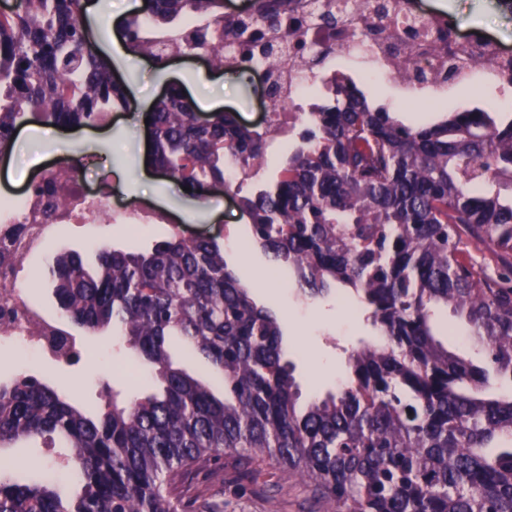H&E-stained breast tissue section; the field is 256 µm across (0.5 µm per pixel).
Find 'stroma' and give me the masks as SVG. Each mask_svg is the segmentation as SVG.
<instances>
[{
	"label": "stroma",
	"mask_w": 512,
	"mask_h": 512,
	"mask_svg": "<svg viewBox=\"0 0 512 512\" xmlns=\"http://www.w3.org/2000/svg\"><path fill=\"white\" fill-rule=\"evenodd\" d=\"M427 10L442 15L455 27L481 36L497 35L512 45V12L502 11L497 0H421ZM114 73L121 76L135 108L115 112L110 122L83 126L66 131L47 128L37 119L19 127L11 150L0 158V197L17 196L43 169L59 164L60 149L80 159L79 175L91 187L110 184L112 201L168 211L171 224H156L144 234L116 231L103 222L71 225L53 246L54 251L76 250L86 260H94L97 250L105 244L125 250H144L167 236L172 224H182L196 235L216 238L224 246V257L230 263H246L248 274L265 270L266 261L260 252L244 256L236 244L248 241L250 219L241 210L238 193H249L250 184L240 192L215 193L194 199L187 208L169 205L170 197L180 188L159 175L144 179L141 155L147 148L142 111L152 105L164 87L172 82L181 85L201 111L210 105L238 113L241 122L253 125L259 120L262 90L257 77L248 73L227 72L213 68L205 61L181 57L170 60L164 69H156L151 60L116 56L112 59ZM206 73L220 84V96H210L197 85L199 73ZM258 302L275 300L279 311L287 315L284 326L288 356L294 363V377L303 397L323 396L336 391V375L343 371L346 351L360 340L375 336L373 328L361 314H347L336 296L312 303L303 302L293 285L264 281L254 290ZM83 348L77 364L58 367L53 363L23 366L17 350L0 346V380L9 379L20 370L44 378L64 389L87 406L102 403L107 389L117 392L153 391L155 379L149 369H140L136 378H129L121 367L129 363L130 352L122 339L113 335L78 334ZM62 452L59 442L47 439L22 442L0 450L10 466L0 472V481L10 484H33L56 471ZM179 512H320L309 488L299 479H288L274 466L261 475L239 469L232 455L213 462L207 472L194 476L184 492Z\"/></svg>",
	"instance_id": "35a3bbf8"
}]
</instances>
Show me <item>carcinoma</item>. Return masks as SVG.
Listing matches in <instances>:
<instances>
[{
    "instance_id": "carcinoma-1",
    "label": "carcinoma",
    "mask_w": 512,
    "mask_h": 512,
    "mask_svg": "<svg viewBox=\"0 0 512 512\" xmlns=\"http://www.w3.org/2000/svg\"><path fill=\"white\" fill-rule=\"evenodd\" d=\"M222 8L224 0H145L125 22L126 50L162 67L168 52L147 29L206 20L211 38L188 40L181 52L222 69ZM249 10L257 24L236 35L277 44L260 61L269 74L298 60L330 83L277 173L239 198L252 245L272 268L288 270L306 300L352 289L379 341L350 352L338 393L303 406L275 302L254 301L216 239L186 231L149 251L102 248L92 270L76 251L56 253L48 266L60 317L89 334L115 332L159 388L89 409L34 375L0 382V448L59 437L70 448L61 467H75L79 482L69 498L56 478L0 482V512H179L189 477L224 452L253 472L273 464L306 479L330 512H512V394L484 393L493 380L512 383V119L480 108L402 122L327 69L331 39L341 34L331 3L311 21L324 39L300 36L290 47L288 31L303 21L288 18L286 0H253ZM82 11V0H19L0 12V152L30 114L78 127L132 108ZM451 30L427 44L430 55L448 57V71L427 78L400 70L401 85L435 88L479 70L512 85L478 59L459 67ZM146 117V164L196 195L231 190L233 166L246 178L262 169L267 133L234 112L202 115L178 85ZM75 177L65 166L34 185L47 197L46 218L67 205L52 180ZM466 239L506 273L490 276L463 250ZM441 305L471 325L486 365L435 337ZM172 336L207 360L223 397L172 362Z\"/></svg>"
}]
</instances>
